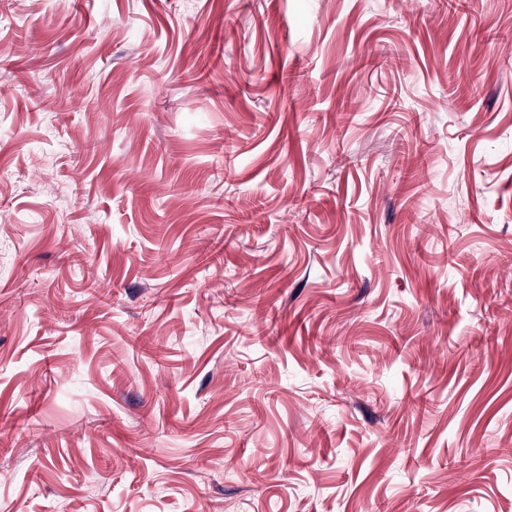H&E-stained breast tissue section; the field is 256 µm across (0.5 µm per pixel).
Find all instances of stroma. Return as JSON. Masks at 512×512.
<instances>
[{"instance_id":"stroma-1","label":"stroma","mask_w":512,"mask_h":512,"mask_svg":"<svg viewBox=\"0 0 512 512\" xmlns=\"http://www.w3.org/2000/svg\"><path fill=\"white\" fill-rule=\"evenodd\" d=\"M0 512H512V0H0Z\"/></svg>"}]
</instances>
